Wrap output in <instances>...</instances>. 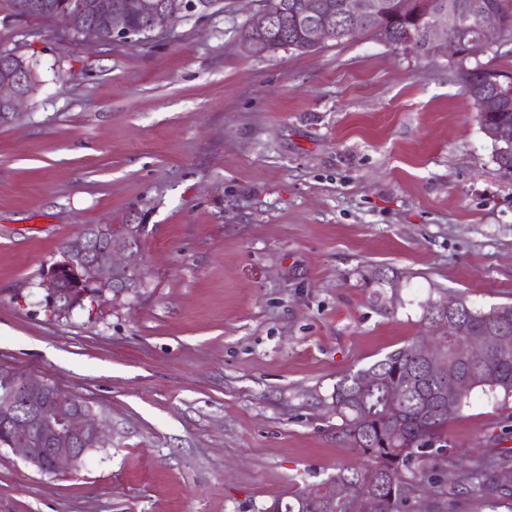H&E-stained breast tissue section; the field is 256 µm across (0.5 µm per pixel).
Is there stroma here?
Wrapping results in <instances>:
<instances>
[{
  "mask_svg": "<svg viewBox=\"0 0 512 512\" xmlns=\"http://www.w3.org/2000/svg\"><path fill=\"white\" fill-rule=\"evenodd\" d=\"M252 0L133 42L0 0L36 74L0 126V371L86 401L106 445L44 474L0 447V512H265L355 464L330 396L426 334L429 304L512 303V175L460 64L361 35L248 57ZM142 214L146 286L60 314L41 275L87 224ZM448 445L512 453L474 390Z\"/></svg>",
  "mask_w": 512,
  "mask_h": 512,
  "instance_id": "35a3bbf8",
  "label": "stroma"
}]
</instances>
